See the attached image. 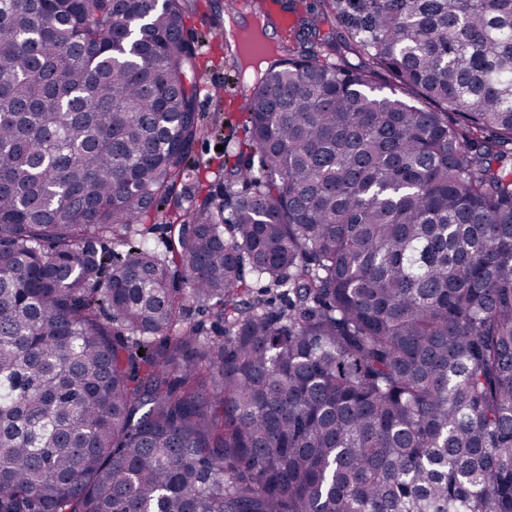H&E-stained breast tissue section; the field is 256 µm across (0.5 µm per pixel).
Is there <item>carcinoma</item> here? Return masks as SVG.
<instances>
[{
  "label": "carcinoma",
  "mask_w": 512,
  "mask_h": 512,
  "mask_svg": "<svg viewBox=\"0 0 512 512\" xmlns=\"http://www.w3.org/2000/svg\"><path fill=\"white\" fill-rule=\"evenodd\" d=\"M191 2L0 0V512H512V0H319L168 260Z\"/></svg>",
  "instance_id": "obj_1"
}]
</instances>
